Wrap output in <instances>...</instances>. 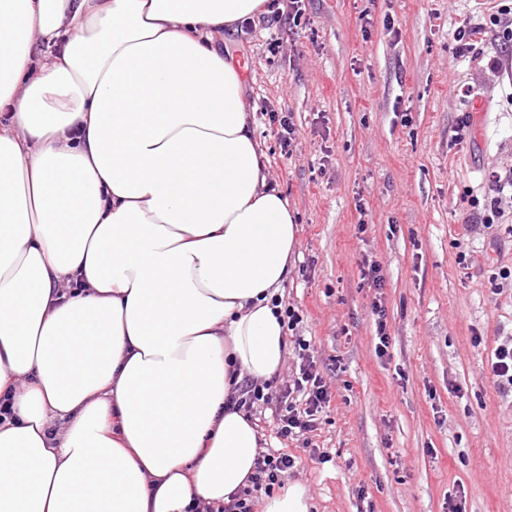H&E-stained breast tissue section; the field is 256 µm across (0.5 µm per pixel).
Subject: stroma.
<instances>
[{"label": "stroma", "instance_id": "35a3bbf8", "mask_svg": "<svg viewBox=\"0 0 512 512\" xmlns=\"http://www.w3.org/2000/svg\"><path fill=\"white\" fill-rule=\"evenodd\" d=\"M304 4L298 27L243 21L215 40L244 66L268 176L297 224L280 295L331 393L317 430L290 443L284 480L311 512H512V395L488 376L512 336V288L483 286L512 266V206L499 224L462 227L464 194L488 195L486 173L512 169V46L490 35L458 56L452 34L488 20L482 0ZM271 110L291 115V155ZM464 112L474 124L456 145Z\"/></svg>", "mask_w": 512, "mask_h": 512}]
</instances>
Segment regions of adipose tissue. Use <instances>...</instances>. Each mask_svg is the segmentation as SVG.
Segmentation results:
<instances>
[{"instance_id": "ef3b65f1", "label": "adipose tissue", "mask_w": 512, "mask_h": 512, "mask_svg": "<svg viewBox=\"0 0 512 512\" xmlns=\"http://www.w3.org/2000/svg\"><path fill=\"white\" fill-rule=\"evenodd\" d=\"M266 0H0V512L248 487L297 226L215 45Z\"/></svg>"}]
</instances>
